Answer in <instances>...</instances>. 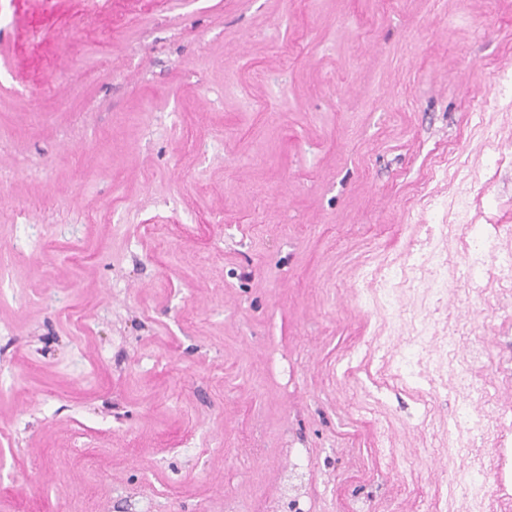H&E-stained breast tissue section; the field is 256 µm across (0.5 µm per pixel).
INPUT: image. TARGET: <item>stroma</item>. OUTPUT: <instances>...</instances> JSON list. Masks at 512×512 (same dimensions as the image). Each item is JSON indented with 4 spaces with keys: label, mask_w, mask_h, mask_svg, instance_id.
I'll list each match as a JSON object with an SVG mask.
<instances>
[{
    "label": "stroma",
    "mask_w": 512,
    "mask_h": 512,
    "mask_svg": "<svg viewBox=\"0 0 512 512\" xmlns=\"http://www.w3.org/2000/svg\"><path fill=\"white\" fill-rule=\"evenodd\" d=\"M505 72L512 0H0V500L287 512L300 458L306 512H433L453 401L343 384L405 335L351 286L461 198L512 224ZM477 121L475 126L480 128L484 135V148L488 160L494 162L496 165L501 163L498 154L499 134L497 131L490 130V127L484 122V113H476Z\"/></svg>",
    "instance_id": "stroma-1"
}]
</instances>
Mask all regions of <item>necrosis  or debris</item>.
I'll use <instances>...</instances> for the list:
<instances>
[{
	"mask_svg": "<svg viewBox=\"0 0 512 512\" xmlns=\"http://www.w3.org/2000/svg\"><path fill=\"white\" fill-rule=\"evenodd\" d=\"M433 275L423 278L421 262L411 259L392 267L379 264L362 272L353 286L355 297L374 293L375 306L403 317L411 327L404 348L390 337L371 336L370 344L394 361L397 378L423 397L452 394L457 407L448 417V456L466 462L486 453L488 467L476 478L457 483L458 512H512V225H463L449 251L433 256ZM419 289L444 296L454 293V308L463 316L464 345L439 348L425 319L402 305L398 289ZM482 289L487 307L499 314L497 354L477 337L478 316L471 294ZM446 353L448 377L438 382L420 366L425 354Z\"/></svg>",
	"mask_w": 512,
	"mask_h": 512,
	"instance_id": "necrosis-or-debris-1",
	"label": "necrosis or debris"
}]
</instances>
